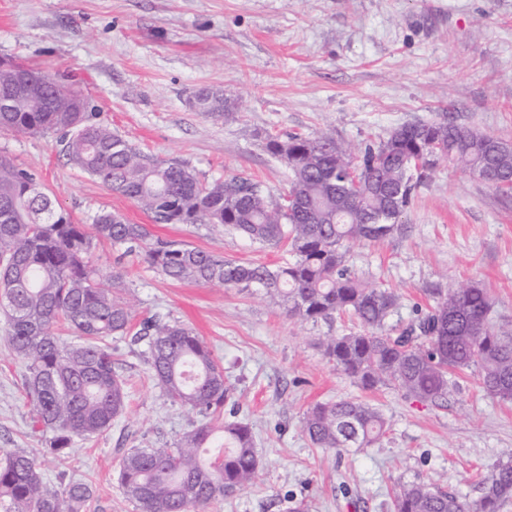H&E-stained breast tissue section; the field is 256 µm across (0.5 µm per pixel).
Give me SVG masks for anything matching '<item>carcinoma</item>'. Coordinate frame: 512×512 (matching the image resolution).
<instances>
[{
    "label": "carcinoma",
    "instance_id": "carcinoma-1",
    "mask_svg": "<svg viewBox=\"0 0 512 512\" xmlns=\"http://www.w3.org/2000/svg\"><path fill=\"white\" fill-rule=\"evenodd\" d=\"M42 83L45 106L19 103L0 112V130L59 136L69 162L137 204L157 224H200L235 231L263 248L287 247L284 265L244 263L187 244L153 239L145 224H128L102 210L92 232L56 207L35 173L0 158V311L14 355L27 367L24 390L32 430L41 447L0 454V512H80L90 487L71 481L60 489L43 478L49 460L66 457L74 439L112 426L127 405L126 378L116 369L107 339L135 332L145 342L151 376L175 404L199 416L170 445L130 448L119 460L124 497L139 512H206L249 488L259 462L247 423L214 424L231 388L224 367L194 330L176 320L148 317L133 329L132 308L116 296L123 274L101 272L91 260L94 241L107 239L140 253L176 282L219 285L261 293L301 321L347 314L359 330L322 340L324 356L364 390L393 387L420 402L444 404L448 375L474 369L483 391L512 401V333L490 320L491 300L479 286L434 291L430 309L397 334L385 322L399 297L354 273L348 248L383 241L400 229L423 173L449 162L487 175L512 192V150H491L483 134L453 123H411L354 149L327 134L268 136L265 148L294 161L288 193L275 198L243 177L202 182L189 167L145 154L95 121L93 112H54L50 104L71 87L27 66ZM195 110L219 119L231 110L221 89L203 88ZM67 325L80 339L56 333ZM388 431L383 415L359 399L320 402L303 417L310 443L340 454L377 446ZM227 444L224 459L209 461L210 443ZM512 506V458L499 462L479 495H455L425 484L400 487L393 512H505Z\"/></svg>",
    "mask_w": 512,
    "mask_h": 512
}]
</instances>
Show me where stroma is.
Here are the masks:
<instances>
[{
	"instance_id": "35a3bbf8",
	"label": "stroma",
	"mask_w": 512,
	"mask_h": 512,
	"mask_svg": "<svg viewBox=\"0 0 512 512\" xmlns=\"http://www.w3.org/2000/svg\"><path fill=\"white\" fill-rule=\"evenodd\" d=\"M0 57L65 77L98 121L140 150L192 169L201 180L245 176L273 196L290 172L265 136L325 133L358 146L413 122L454 124L512 141V0H0ZM222 88L227 119L196 112L195 93ZM0 157L37 173L75 223L105 209L154 237L241 262L282 264L285 249H262L238 233L193 224H151L133 201L74 168L57 135L0 131ZM95 244L103 271L120 268L136 319H175L195 329L234 389L227 421L250 423L259 459L247 490L209 512H390L393 492L420 482L476 496L482 478L512 455V401L489 397L475 370L458 372L444 406L392 388L364 391L324 357L323 337L350 321L302 322L272 299L235 288L166 280L142 258ZM349 268L399 297L388 319L405 327L432 291L475 284L493 321L512 330V194L459 167L421 179L401 233L354 245ZM128 380L127 407L106 432L72 445L44 471L63 486L92 487L85 512H138L118 483L122 449L173 443L194 414L152 379L144 344L113 338ZM26 368L0 317V450L36 448L24 400ZM361 398L386 418L379 447L339 455L315 448L302 418L315 403Z\"/></svg>"
}]
</instances>
